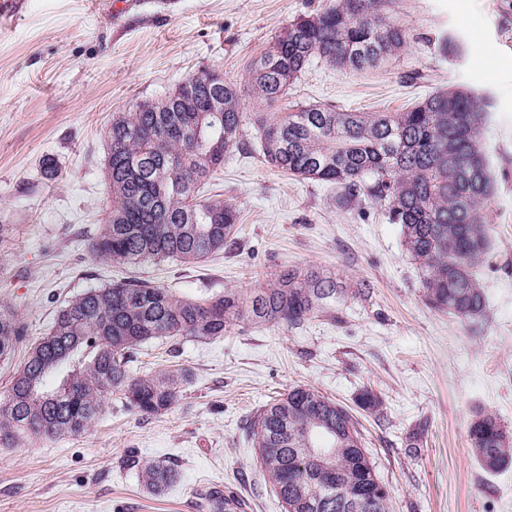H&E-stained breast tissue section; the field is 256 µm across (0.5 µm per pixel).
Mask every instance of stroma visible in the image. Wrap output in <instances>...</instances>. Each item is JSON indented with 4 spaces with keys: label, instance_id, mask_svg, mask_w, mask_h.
I'll return each instance as SVG.
<instances>
[{
    "label": "stroma",
    "instance_id": "stroma-1",
    "mask_svg": "<svg viewBox=\"0 0 512 512\" xmlns=\"http://www.w3.org/2000/svg\"><path fill=\"white\" fill-rule=\"evenodd\" d=\"M328 3L11 0L0 8V304L24 321L27 343L68 299L127 278L201 298L314 267L371 287L344 304L338 322L246 323L214 341L175 336L139 347L133 374L174 362L192 372L180 401L143 418L111 395L81 435L0 447V512H198V493L214 485L242 497L245 512H285L248 428L295 385L353 409L391 512H512V466L486 472L467 445L477 413H495L512 430V0H389L385 12L407 36L397 56L368 71L312 62L288 94L349 112H401L451 87L484 101L482 146L496 192L490 263L480 272L487 307L476 325L426 304L420 271L383 207L340 206L335 185L282 172L255 142L228 152L207 186L240 213L224 252L131 267L89 250L109 207L113 113L161 98L203 68L247 83L251 61L283 28ZM366 388L381 396L380 412L356 409ZM417 426L413 452L406 437ZM135 457L171 465L174 484L147 491Z\"/></svg>",
    "mask_w": 512,
    "mask_h": 512
}]
</instances>
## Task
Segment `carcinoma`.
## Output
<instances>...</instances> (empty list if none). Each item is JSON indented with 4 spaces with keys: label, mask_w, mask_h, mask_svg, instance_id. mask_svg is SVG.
Masks as SVG:
<instances>
[{
    "label": "carcinoma",
    "mask_w": 512,
    "mask_h": 512,
    "mask_svg": "<svg viewBox=\"0 0 512 512\" xmlns=\"http://www.w3.org/2000/svg\"><path fill=\"white\" fill-rule=\"evenodd\" d=\"M384 0H332L298 18L253 62L246 84L203 68L165 96L115 112L106 135L105 181L110 209L91 250L122 264L143 260L194 263L232 244L235 204L202 197V185L224 167L234 147L248 148L254 128L263 156L302 179L329 182L349 207L363 199L384 206L401 228L403 246L422 272L426 302L463 322L483 317L486 296L477 272L488 262L489 205L494 178L481 146L485 112L465 91L437 92L404 112H338L327 105L283 106L247 112L253 96L272 106L315 58L342 70H366L401 51L403 29L382 10ZM369 284L351 288L328 271L292 268L250 294L235 288L205 301L177 298L144 281L90 288L67 301L0 399V446L21 438L76 436L119 395L142 416L172 408L191 381L184 367L134 376L130 356L162 337L210 340L235 325L296 326L336 318L350 298L365 299ZM25 336L19 315L0 304V361ZM356 405L380 411L364 389ZM265 477L286 512H390V491L363 446L352 414L319 391L295 386L268 403L250 427ZM477 462L496 472L512 465V434L490 413L468 430ZM322 448L335 474L320 475L309 449ZM175 470L144 460L139 481L154 494L175 481ZM206 512H242L245 502L218 486L201 495Z\"/></svg>",
    "instance_id": "1"
}]
</instances>
